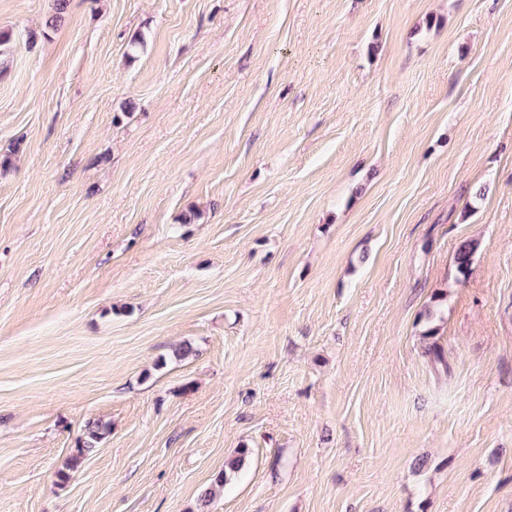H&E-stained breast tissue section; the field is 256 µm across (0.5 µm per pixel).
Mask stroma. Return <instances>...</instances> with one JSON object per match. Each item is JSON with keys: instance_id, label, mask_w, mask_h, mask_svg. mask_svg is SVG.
Listing matches in <instances>:
<instances>
[{"instance_id": "35a3bbf8", "label": "stroma", "mask_w": 512, "mask_h": 512, "mask_svg": "<svg viewBox=\"0 0 512 512\" xmlns=\"http://www.w3.org/2000/svg\"><path fill=\"white\" fill-rule=\"evenodd\" d=\"M0 30V512H512V0ZM107 432L106 425L96 422L88 426L85 437L79 440L77 453L72 455L68 464V470L77 468L86 452L92 451L100 443Z\"/></svg>"}]
</instances>
